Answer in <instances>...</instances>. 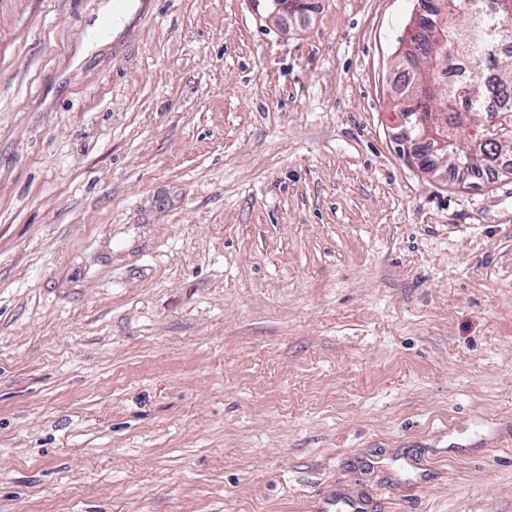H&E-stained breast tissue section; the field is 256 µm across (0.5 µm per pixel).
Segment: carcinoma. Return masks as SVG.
Segmentation results:
<instances>
[{
  "instance_id": "obj_1",
  "label": "carcinoma",
  "mask_w": 512,
  "mask_h": 512,
  "mask_svg": "<svg viewBox=\"0 0 512 512\" xmlns=\"http://www.w3.org/2000/svg\"><path fill=\"white\" fill-rule=\"evenodd\" d=\"M434 37L418 34L413 42L421 58L408 61L415 85L405 84V73L394 70L399 93L408 95L422 112H446L448 165L470 155L479 163L474 174L493 167L499 156L512 157L511 142L483 139L485 124L494 118L512 120V22H506L502 0H446ZM454 62H471L489 69L481 81L463 77L442 85H424L436 70ZM467 127V146L458 144V131Z\"/></svg>"
}]
</instances>
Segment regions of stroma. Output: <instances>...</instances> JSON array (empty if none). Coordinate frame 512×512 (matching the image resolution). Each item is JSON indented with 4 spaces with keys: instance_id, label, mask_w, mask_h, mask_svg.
Returning <instances> with one entry per match:
<instances>
[{
    "instance_id": "1",
    "label": "stroma",
    "mask_w": 512,
    "mask_h": 512,
    "mask_svg": "<svg viewBox=\"0 0 512 512\" xmlns=\"http://www.w3.org/2000/svg\"><path fill=\"white\" fill-rule=\"evenodd\" d=\"M0 0V512H512V177L399 156L416 0ZM310 6L306 0H268L265 4L267 18L277 25H286L288 17L295 14L308 16Z\"/></svg>"
}]
</instances>
